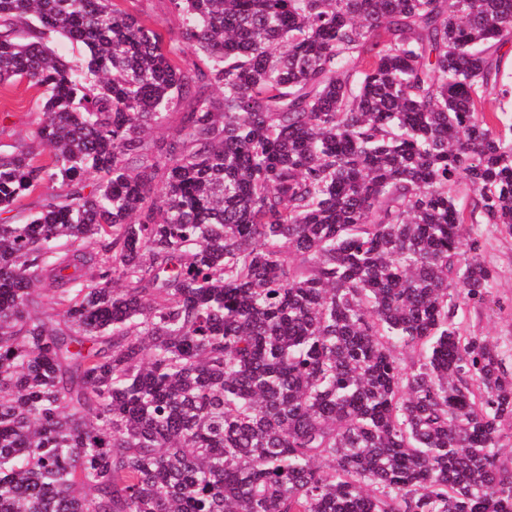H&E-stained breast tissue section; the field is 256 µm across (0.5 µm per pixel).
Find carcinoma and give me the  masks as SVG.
Here are the masks:
<instances>
[{
    "label": "carcinoma",
    "instance_id": "obj_1",
    "mask_svg": "<svg viewBox=\"0 0 512 512\" xmlns=\"http://www.w3.org/2000/svg\"><path fill=\"white\" fill-rule=\"evenodd\" d=\"M135 2L0 0V512H512V0ZM135 8L150 14L164 28H170L178 32L181 20L176 14L170 12L168 2L162 0H140L136 2ZM37 95L25 82L0 89V150H13L36 127L42 118L34 105ZM486 238V261L495 269L492 301L472 309L464 326L481 336L512 345V237L481 224Z\"/></svg>",
    "mask_w": 512,
    "mask_h": 512
}]
</instances>
